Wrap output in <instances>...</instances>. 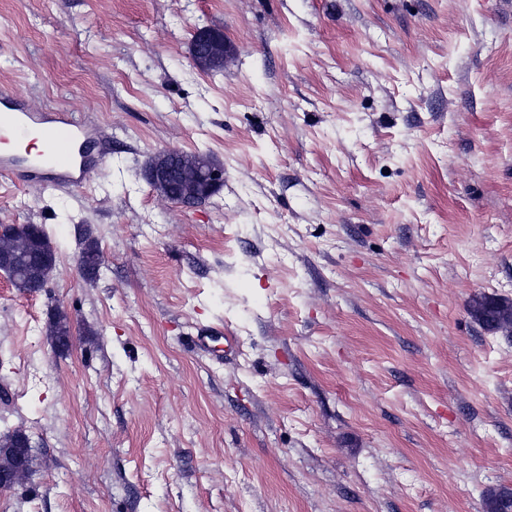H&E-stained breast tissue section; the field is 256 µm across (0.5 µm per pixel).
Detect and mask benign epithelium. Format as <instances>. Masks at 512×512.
<instances>
[{"label":"benign epithelium","instance_id":"benign-epithelium-1","mask_svg":"<svg viewBox=\"0 0 512 512\" xmlns=\"http://www.w3.org/2000/svg\"><path fill=\"white\" fill-rule=\"evenodd\" d=\"M236 54L234 46L215 28H201L194 37L191 56L196 66H226ZM146 177L164 200L179 199L186 206L205 202L224 186V167L217 163H201L191 154L168 149L157 153L150 162ZM15 224L0 225V273L12 281L16 258L27 248L26 235L16 231ZM31 438L18 434L0 441V491L10 490L22 482L32 470Z\"/></svg>","mask_w":512,"mask_h":512}]
</instances>
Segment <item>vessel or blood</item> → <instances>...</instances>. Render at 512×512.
<instances>
[{
    "label": "vessel or blood",
    "instance_id": "b4317fda",
    "mask_svg": "<svg viewBox=\"0 0 512 512\" xmlns=\"http://www.w3.org/2000/svg\"><path fill=\"white\" fill-rule=\"evenodd\" d=\"M15 140L39 135L43 152L31 159L12 151H0V173L12 174L32 182H48L57 188L82 186L97 162L84 152L95 130L73 120L69 113L33 112L14 93L0 92V134Z\"/></svg>",
    "mask_w": 512,
    "mask_h": 512
}]
</instances>
